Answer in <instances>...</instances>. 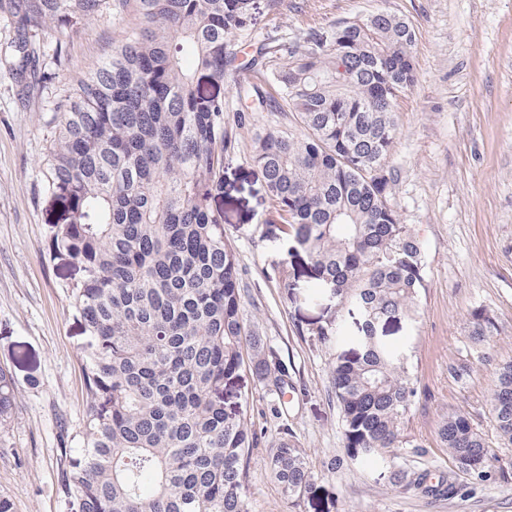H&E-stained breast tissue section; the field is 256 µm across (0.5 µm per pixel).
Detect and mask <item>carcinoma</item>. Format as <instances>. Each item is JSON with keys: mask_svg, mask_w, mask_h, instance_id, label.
I'll return each instance as SVG.
<instances>
[{"mask_svg": "<svg viewBox=\"0 0 512 512\" xmlns=\"http://www.w3.org/2000/svg\"><path fill=\"white\" fill-rule=\"evenodd\" d=\"M256 0H0L17 27L19 71L41 37L74 32L109 11L121 38L62 106L47 155L46 188L63 205L49 252L70 253L82 276L64 285L87 339L79 449L61 469L69 512H250L243 488L254 436L224 411V385L252 350L258 384L288 388V372L241 316L239 267L224 246V215L210 202L224 186L232 145L224 96L205 81L244 74L237 125L253 130L279 218L294 226L315 288H331L363 317L358 349L339 359L332 384L346 448L374 459L415 447L402 423L416 396L407 354L377 335L410 317L424 288L422 243L400 221L384 162L394 147L398 98L416 81V31L378 11L308 32L268 36L245 64ZM495 325L471 313L470 336ZM327 344L341 322L317 329ZM0 369V425L15 406ZM498 437L512 446V360L490 398ZM438 437L462 472L483 476L488 446L469 418L450 412ZM267 467L284 495L312 489L303 449L284 437Z\"/></svg>", "mask_w": 512, "mask_h": 512, "instance_id": "1", "label": "carcinoma"}]
</instances>
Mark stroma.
Here are the masks:
<instances>
[{
  "mask_svg": "<svg viewBox=\"0 0 512 512\" xmlns=\"http://www.w3.org/2000/svg\"><path fill=\"white\" fill-rule=\"evenodd\" d=\"M378 10L417 34V81L397 101L386 168L400 220L425 251L424 287L413 318L379 330L411 358L417 395L402 430L415 445L372 463L348 454L331 369L356 343L324 344L315 330L339 320L353 327L360 315L312 288L294 230L249 158L252 132L237 129L212 207L224 215V244L239 264L243 319L287 366L292 386L278 396L244 368L224 390L226 410L244 413L255 436L244 492L251 512H512V446L501 444L490 411L496 367L512 359V0H284L277 14L257 13L240 56L249 58L269 30L299 36ZM16 34L0 15V368L16 383L11 420L0 429V497L12 512H68L60 472L84 425L85 333L64 289L78 266L65 254L47 256L56 204L44 189L46 155L59 103L115 35L108 12L63 41L47 33L42 76L31 81L15 70ZM476 309L495 322L490 342L469 336ZM451 411L467 414L485 439L487 477L459 472L441 444L437 427ZM286 434L313 474L312 492L296 500L266 468ZM398 470L420 486L395 484Z\"/></svg>",
  "mask_w": 512,
  "mask_h": 512,
  "instance_id": "1",
  "label": "stroma"
}]
</instances>
